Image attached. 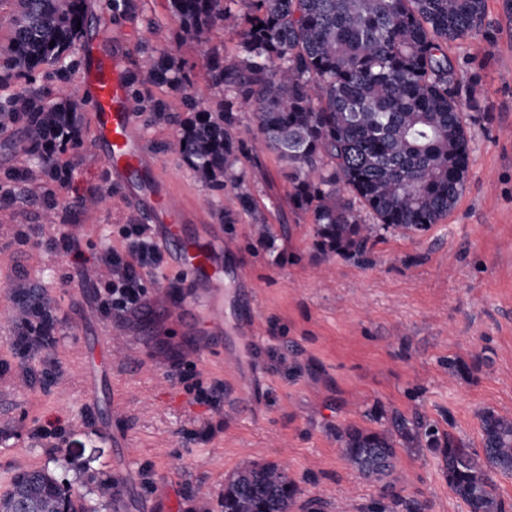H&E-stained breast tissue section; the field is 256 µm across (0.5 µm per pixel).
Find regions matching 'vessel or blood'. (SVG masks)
Returning a JSON list of instances; mask_svg holds the SVG:
<instances>
[{
  "instance_id": "vessel-or-blood-1",
  "label": "vessel or blood",
  "mask_w": 512,
  "mask_h": 512,
  "mask_svg": "<svg viewBox=\"0 0 512 512\" xmlns=\"http://www.w3.org/2000/svg\"><path fill=\"white\" fill-rule=\"evenodd\" d=\"M84 58L78 92L92 107L93 139L110 181L122 187L150 225L156 242L168 250L170 264L184 278L180 308L185 321L224 318V238L215 233H185L188 209L169 189L160 163L147 156L139 122L128 97L126 60L102 53L97 44H82ZM112 356L110 342L85 361L88 383Z\"/></svg>"
}]
</instances>
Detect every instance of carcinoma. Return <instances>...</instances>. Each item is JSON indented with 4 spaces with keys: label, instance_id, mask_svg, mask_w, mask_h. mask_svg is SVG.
<instances>
[{
    "label": "carcinoma",
    "instance_id": "cac0c4a2",
    "mask_svg": "<svg viewBox=\"0 0 512 512\" xmlns=\"http://www.w3.org/2000/svg\"><path fill=\"white\" fill-rule=\"evenodd\" d=\"M89 0H0V137L24 166L0 175V205L32 208L68 232L69 218L112 195L102 177L75 197L59 196L69 172L60 155L86 147L80 113L87 102L61 97L84 60L80 38L92 12ZM247 12L239 15L235 5ZM112 22L135 17L137 0H108ZM180 25L175 45L129 60L128 93L144 125L172 130L166 148L189 162L209 190L238 185L240 153L270 152L288 165L289 198L311 217L319 249L354 257L382 230L420 233L454 209L467 182L471 146L462 100L478 111L475 90L462 84L448 43L485 32L486 0H171ZM263 27H258V24ZM227 27L237 36L230 59L208 46V34ZM204 48L198 74L176 57L183 45ZM203 80L220 94L206 108L190 89ZM182 95L190 117L152 88ZM257 107L254 129L242 133L238 108ZM376 223H366L361 211ZM17 326L52 310L42 288L14 289ZM481 451L450 435L428 431L441 456L448 488L469 512H509L496 476L512 475V415H479ZM416 431L402 420L392 428L349 427L338 433L343 460L366 480L399 497L394 459ZM299 490L274 462H251L224 482V512H290ZM72 487L44 466L16 472L0 495V512H87Z\"/></svg>",
    "mask_w": 512,
    "mask_h": 512
}]
</instances>
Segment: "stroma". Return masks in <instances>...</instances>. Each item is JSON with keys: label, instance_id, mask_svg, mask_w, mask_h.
Here are the masks:
<instances>
[{"label": "stroma", "instance_id": "1", "mask_svg": "<svg viewBox=\"0 0 512 512\" xmlns=\"http://www.w3.org/2000/svg\"><path fill=\"white\" fill-rule=\"evenodd\" d=\"M138 7V18L119 26L95 21L89 37L127 56L170 46L178 21L169 0ZM486 21L487 37L448 45L480 100L464 192L441 223L418 234L381 232L361 257L320 251L310 216L288 200L287 170L274 154L239 157L243 186L212 191L166 149L167 126L143 127L146 150L177 196L230 242L227 269L256 288L258 344L249 370L234 368L221 350L199 364L191 330L169 312L129 323L97 310L107 271L95 256L112 225L142 220L122 192L74 216L80 265L19 244L16 233L33 215L0 208V493L16 471L63 458L68 482L92 500L123 458L132 476L121 512H224L225 478L248 462L271 461L298 486V504L373 512L390 499L342 459L339 431L384 429L402 416L479 447V412L512 413V12L504 0H486ZM244 189L256 214L239 206ZM257 215L273 248L260 240ZM34 284L44 288L54 324L45 348L30 357L19 353L10 319L13 288ZM113 333L120 340L90 391L85 359ZM173 359L223 381L218 408L195 403L170 376ZM455 360L469 373H451ZM245 378L254 401L244 408ZM50 419L59 420V434L38 436ZM396 468L397 491L415 512H468L425 436L398 446Z\"/></svg>", "mask_w": 512, "mask_h": 512}]
</instances>
